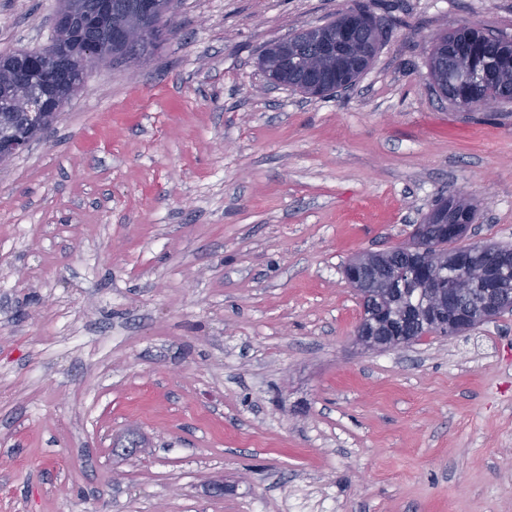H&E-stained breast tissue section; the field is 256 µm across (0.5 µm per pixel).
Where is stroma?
Listing matches in <instances>:
<instances>
[{
  "label": "stroma",
  "mask_w": 512,
  "mask_h": 512,
  "mask_svg": "<svg viewBox=\"0 0 512 512\" xmlns=\"http://www.w3.org/2000/svg\"><path fill=\"white\" fill-rule=\"evenodd\" d=\"M364 5L351 88L266 87L269 43ZM56 8L0 0V57ZM467 25L512 36V0H178L93 69L0 166V512H512V313L369 350L343 274L440 196L512 247V103L430 87Z\"/></svg>",
  "instance_id": "stroma-1"
}]
</instances>
